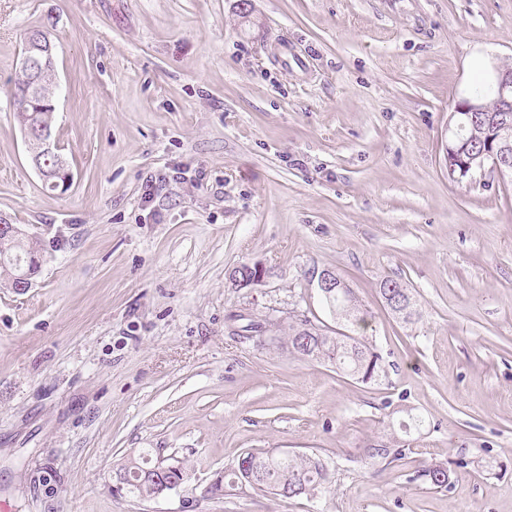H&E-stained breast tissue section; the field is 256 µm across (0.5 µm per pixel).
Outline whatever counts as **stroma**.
<instances>
[{
    "label": "stroma",
    "mask_w": 512,
    "mask_h": 512,
    "mask_svg": "<svg viewBox=\"0 0 512 512\" xmlns=\"http://www.w3.org/2000/svg\"><path fill=\"white\" fill-rule=\"evenodd\" d=\"M0 0V224L41 275L0 287V502L11 512H512V186L448 177L456 102L512 67V0ZM56 46L45 188L15 117L29 27ZM155 195L144 202L143 187ZM244 263L269 275L231 287ZM373 315L388 378L291 353L329 327L313 272ZM411 288L406 324L379 284ZM424 420L405 434L408 413ZM403 447L372 463L364 448ZM317 453L316 499L207 489L238 454ZM182 486L114 494L142 451ZM446 464L451 484L415 481ZM29 236L18 224H0V260L2 253H10L12 255H25L29 250L33 249V245L38 243L28 237L18 236ZM16 237L13 239H6ZM30 237V236H29Z\"/></svg>",
    "instance_id": "obj_1"
}]
</instances>
